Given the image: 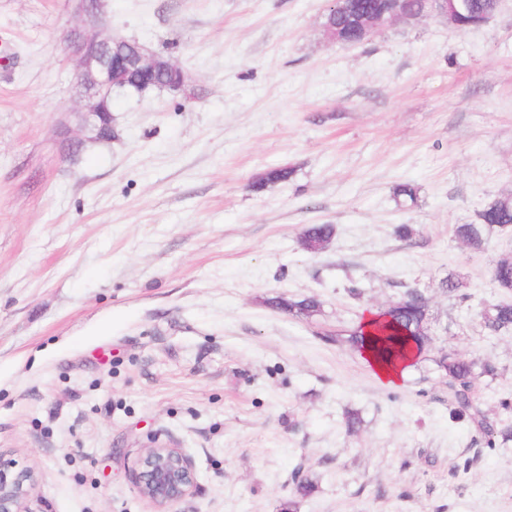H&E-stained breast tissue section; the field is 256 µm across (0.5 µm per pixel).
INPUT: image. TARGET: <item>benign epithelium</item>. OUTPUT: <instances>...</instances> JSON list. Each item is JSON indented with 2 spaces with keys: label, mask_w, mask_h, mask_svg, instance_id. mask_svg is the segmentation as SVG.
<instances>
[{
  "label": "benign epithelium",
  "mask_w": 512,
  "mask_h": 512,
  "mask_svg": "<svg viewBox=\"0 0 512 512\" xmlns=\"http://www.w3.org/2000/svg\"><path fill=\"white\" fill-rule=\"evenodd\" d=\"M76 13L82 18L83 26L70 31L65 48L75 58L78 81L83 88L86 104L82 114V128L96 135H102L103 119L106 116L112 91L125 83L131 71L155 78L168 74L174 76L173 91L191 98L185 90V77L181 68L145 46L135 48L133 54L125 57L112 55V47L125 43L121 38L102 35L93 30L104 14L106 0H74ZM465 0L448 7V0H425L424 13H438L455 23V12ZM341 9L350 16L362 37L366 38L396 21H410L418 15L408 12L402 0H385L376 11L357 13L352 0H333L330 15ZM138 489L149 500L157 512H169L170 506L184 498L195 484L194 465L181 449L167 445L150 447L139 463ZM36 484L33 470L23 468L13 459L0 454V512H29L27 501Z\"/></svg>",
  "instance_id": "benign-epithelium-1"
}]
</instances>
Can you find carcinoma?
Returning <instances> with one entry per match:
<instances>
[{
	"label": "carcinoma",
	"instance_id": "1",
	"mask_svg": "<svg viewBox=\"0 0 512 512\" xmlns=\"http://www.w3.org/2000/svg\"><path fill=\"white\" fill-rule=\"evenodd\" d=\"M468 8L458 16L457 29L466 30L480 24L484 16L496 5L495 0H467ZM291 171L286 168L273 169L265 173L254 184L260 191L270 184L285 182ZM477 224H457L452 233L465 246L481 251L486 245L485 232L498 229L502 233L512 231V194L499 197L489 203L479 214ZM334 233L331 224H312L301 238L303 248L311 253L325 249ZM492 280L496 287L512 291V259L503 258L492 269ZM270 305L290 314L312 316L320 311V301L314 297L301 300L279 297ZM379 320L366 333L364 324L348 331L344 341L357 352L373 351L383 360L401 359L413 348L422 354L430 343L428 322V300L417 290H409L398 301L376 313ZM482 326L491 334L512 329V302L488 303L479 311ZM438 368L448 378V410L453 419L468 420L485 439L489 448L496 442H512V422H491L478 402L477 382L483 377H493L497 368L488 360L466 359L455 352H446L437 361Z\"/></svg>",
	"mask_w": 512,
	"mask_h": 512
}]
</instances>
